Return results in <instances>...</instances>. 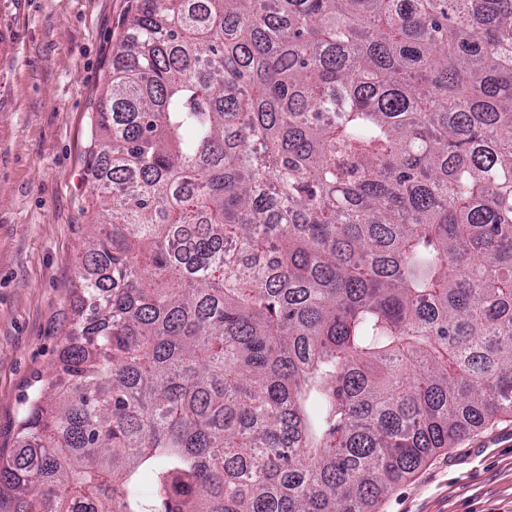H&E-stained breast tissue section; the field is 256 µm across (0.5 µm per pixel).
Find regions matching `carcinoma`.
<instances>
[{
	"label": "carcinoma",
	"mask_w": 512,
	"mask_h": 512,
	"mask_svg": "<svg viewBox=\"0 0 512 512\" xmlns=\"http://www.w3.org/2000/svg\"><path fill=\"white\" fill-rule=\"evenodd\" d=\"M98 122L0 512H372L512 418V0H136Z\"/></svg>",
	"instance_id": "cac0c4a2"
}]
</instances>
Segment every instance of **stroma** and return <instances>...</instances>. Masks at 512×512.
Returning <instances> with one entry per match:
<instances>
[{"label":"stroma","mask_w":512,"mask_h":512,"mask_svg":"<svg viewBox=\"0 0 512 512\" xmlns=\"http://www.w3.org/2000/svg\"><path fill=\"white\" fill-rule=\"evenodd\" d=\"M132 0H0V454L80 308L95 115ZM376 512H512V419L431 457Z\"/></svg>","instance_id":"obj_1"}]
</instances>
